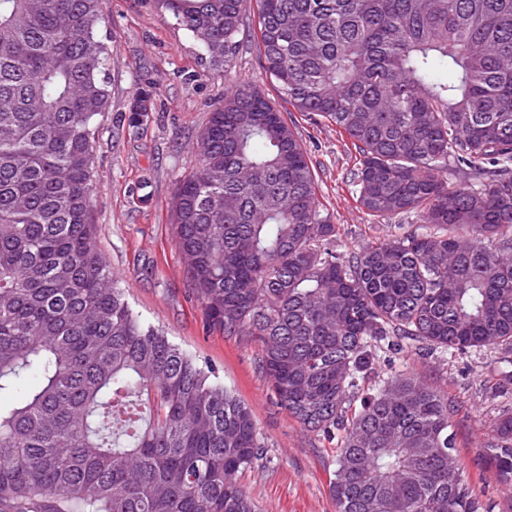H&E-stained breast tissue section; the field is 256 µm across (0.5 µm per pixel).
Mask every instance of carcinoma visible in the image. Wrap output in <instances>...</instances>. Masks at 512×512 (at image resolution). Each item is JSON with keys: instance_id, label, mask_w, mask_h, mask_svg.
I'll use <instances>...</instances> for the list:
<instances>
[{"instance_id": "obj_1", "label": "carcinoma", "mask_w": 512, "mask_h": 512, "mask_svg": "<svg viewBox=\"0 0 512 512\" xmlns=\"http://www.w3.org/2000/svg\"><path fill=\"white\" fill-rule=\"evenodd\" d=\"M240 3L156 0L216 67ZM257 3L279 98L359 154L356 202L426 228L337 257L303 143L240 85L174 190L193 295L257 343L281 408L342 433L336 512H482L448 463L451 400L393 374L348 402L382 344L512 351V0ZM104 20L105 0H0V512H255L236 480L262 455L251 412L140 319L96 243ZM487 449L511 486L512 411Z\"/></svg>"}]
</instances>
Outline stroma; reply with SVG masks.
<instances>
[{
    "label": "stroma",
    "instance_id": "stroma-1",
    "mask_svg": "<svg viewBox=\"0 0 512 512\" xmlns=\"http://www.w3.org/2000/svg\"><path fill=\"white\" fill-rule=\"evenodd\" d=\"M254 8V0H242L239 50L217 70L195 40L157 10L155 0H106L101 35L112 58V106L94 143L97 243L133 310L213 369L250 410L264 450L238 482L256 512H335L329 480L339 437L301 426L272 399L257 346L209 325L169 222L175 183L196 167L200 135L225 94L246 84L279 102L253 37ZM143 87L151 97L136 129L129 125L130 108ZM279 104L307 150L342 259L369 243L422 231L417 214L372 217L361 210L349 181L356 155L350 140L326 120ZM510 371L512 352L498 348L444 356L419 342L398 353L382 347L356 397L364 399L399 372L448 397L457 408L452 432L464 479L485 512H512V490L500 483L484 449L498 418L512 410V396L499 388Z\"/></svg>",
    "mask_w": 512,
    "mask_h": 512
}]
</instances>
